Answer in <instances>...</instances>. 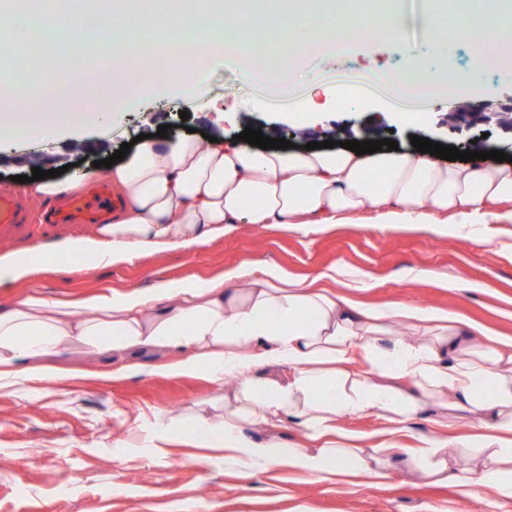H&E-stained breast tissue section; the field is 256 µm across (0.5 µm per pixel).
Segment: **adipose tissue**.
<instances>
[{
	"mask_svg": "<svg viewBox=\"0 0 512 512\" xmlns=\"http://www.w3.org/2000/svg\"><path fill=\"white\" fill-rule=\"evenodd\" d=\"M75 12L33 14L16 0H0V55L19 48L44 49L50 60L72 61L68 71L78 92L54 99L51 86L35 92L18 72L0 74V133L46 137L60 128L123 118L145 90V62H152L155 91L175 89L185 100L216 65L237 81L302 84L326 101L358 111L363 86L322 78L330 60L357 46L384 43L399 57L386 83L427 98L470 92L490 98L492 73L512 74V43L478 48L465 67L450 64L456 42L475 33L498 32L512 0H420L407 13L400 0H276L259 9L254 0H193L192 30L180 25L181 0H83ZM420 37H412L410 27ZM284 35L277 52L256 47L255 28ZM111 59L106 70L112 100L86 95L83 66L88 50ZM188 61L184 80L170 85L165 68ZM105 178L127 202L101 225L94 239L78 240L53 255H95L100 263L131 259L152 248L204 243L227 224H340L363 210L378 224H431L439 234L457 228L512 223V165L442 163L415 150L355 154L347 149L255 150L241 144L202 141L191 135L144 142L126 161L89 169L69 180H38L27 192L45 199ZM48 251L0 256V284L29 276ZM422 336L414 345L399 329ZM80 344L88 352L123 354L152 349L179 351L171 375L205 373L238 383L224 398V416L187 419L195 441L224 451L239 476L285 464L319 480L366 473L391 479L384 461L373 460L355 436L340 431V417L382 418L400 430L431 400L478 417L474 433L456 447L479 458L478 467L457 473L444 458L447 440L430 437L414 450V467L435 481L452 479L464 492L499 503L512 499V336L502 337L468 317L401 303L369 306L351 297L298 281L272 264H242L215 279L171 280L149 291L98 295L80 305L38 296L0 312V389L49 380L58 350ZM365 350L368 369L347 368ZM281 367L278 375L254 368ZM297 424L307 447L278 437L255 439L243 422Z\"/></svg>",
	"mask_w": 512,
	"mask_h": 512,
	"instance_id": "obj_1",
	"label": "adipose tissue"
}]
</instances>
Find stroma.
I'll return each instance as SVG.
<instances>
[{"label":"stroma","mask_w":512,"mask_h":512,"mask_svg":"<svg viewBox=\"0 0 512 512\" xmlns=\"http://www.w3.org/2000/svg\"><path fill=\"white\" fill-rule=\"evenodd\" d=\"M485 98L460 95L425 109L414 123L390 112L382 100L366 102L363 111L333 108L323 124L308 133L291 127L280 102L264 90L238 83L216 69L191 104L176 95L147 98L112 127L90 126L49 141L18 139L0 150V189L14 188V176L32 168L47 171L71 163L92 168L121 144L167 125L168 137L186 129L226 138L245 128L280 129L296 145L328 139H351L352 128L411 149V136L461 146L469 135L449 114L478 112ZM188 119H181V112ZM93 225L55 228L15 243H0V255L45 249L62 242L94 237ZM493 244L479 234L439 235L401 224H375L370 215L344 224H230L204 244L159 248L133 260L103 265L95 259L48 260L29 278L0 285V310H9L31 293L62 301H80L102 293L148 290L165 280L186 283L213 278L242 263L268 262L293 276L310 280L330 268L343 274L331 284L359 291L373 304L408 305L460 311L512 336V223L485 228ZM453 274L467 289L436 287L433 278ZM171 352L142 357L141 371L120 379L108 373L120 365L111 354L93 355L82 347L62 349L52 364L60 377L27 383L25 392L0 390V512H512V501L494 505L466 496L455 484H433L408 462L420 436L439 432L448 438L470 433L475 419L435 405L421 410L411 425L393 436L396 446L390 483L368 478L340 485L300 474L285 466L240 480L224 454L203 448L189 436H176L157 456L141 454L156 416L179 420L196 410L213 415L212 399L231 384L206 375L170 376L161 365Z\"/></svg>","instance_id":"35a3bbf8"}]
</instances>
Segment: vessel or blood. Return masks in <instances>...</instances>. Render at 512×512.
Masks as SVG:
<instances>
[{
	"label": "vessel or blood",
	"mask_w": 512,
	"mask_h": 512,
	"mask_svg": "<svg viewBox=\"0 0 512 512\" xmlns=\"http://www.w3.org/2000/svg\"><path fill=\"white\" fill-rule=\"evenodd\" d=\"M120 206L106 182H98L82 194L55 200L42 214H35L27 197L18 190L0 193V239L16 240L31 233L35 224H99Z\"/></svg>",
	"instance_id": "b4317fda"
}]
</instances>
